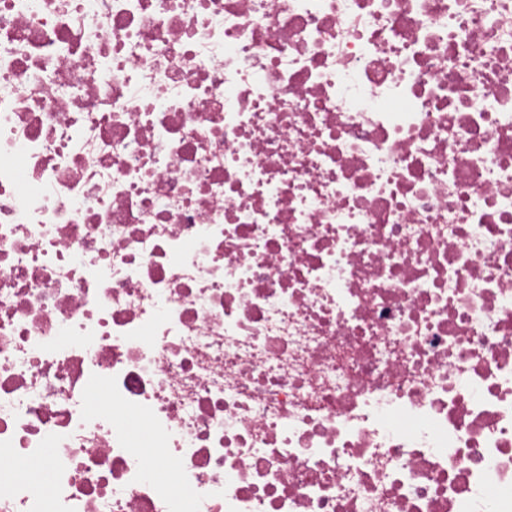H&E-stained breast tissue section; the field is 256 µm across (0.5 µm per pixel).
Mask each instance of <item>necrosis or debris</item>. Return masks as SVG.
I'll list each match as a JSON object with an SVG mask.
<instances>
[{
	"mask_svg": "<svg viewBox=\"0 0 512 512\" xmlns=\"http://www.w3.org/2000/svg\"><path fill=\"white\" fill-rule=\"evenodd\" d=\"M0 512H512V0H0Z\"/></svg>",
	"mask_w": 512,
	"mask_h": 512,
	"instance_id": "4bbe7bcc",
	"label": "necrosis or debris"
}]
</instances>
